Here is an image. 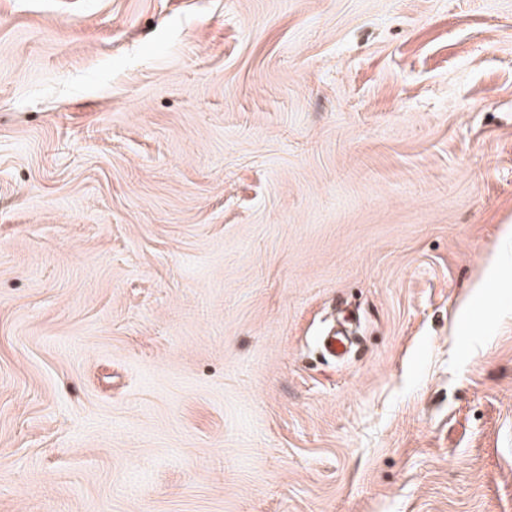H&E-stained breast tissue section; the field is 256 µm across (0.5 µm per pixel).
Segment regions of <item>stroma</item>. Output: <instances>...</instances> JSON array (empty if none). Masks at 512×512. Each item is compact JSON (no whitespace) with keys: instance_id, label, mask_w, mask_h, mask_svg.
<instances>
[{"instance_id":"stroma-1","label":"stroma","mask_w":512,"mask_h":512,"mask_svg":"<svg viewBox=\"0 0 512 512\" xmlns=\"http://www.w3.org/2000/svg\"><path fill=\"white\" fill-rule=\"evenodd\" d=\"M510 226L512 0H0V512H512Z\"/></svg>"}]
</instances>
